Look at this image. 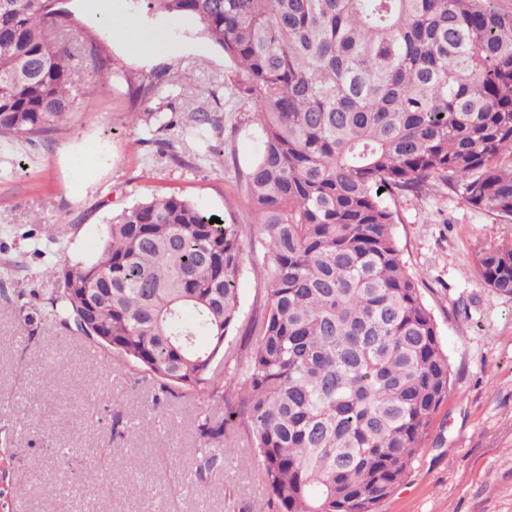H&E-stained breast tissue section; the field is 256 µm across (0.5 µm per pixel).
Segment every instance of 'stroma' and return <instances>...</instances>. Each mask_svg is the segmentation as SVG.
I'll return each instance as SVG.
<instances>
[{
  "label": "stroma",
  "mask_w": 512,
  "mask_h": 512,
  "mask_svg": "<svg viewBox=\"0 0 512 512\" xmlns=\"http://www.w3.org/2000/svg\"><path fill=\"white\" fill-rule=\"evenodd\" d=\"M118 14L168 30L155 54L128 48L70 0L77 88L66 123L30 138H0V512H250L263 499L247 434L234 427L224 465L197 489V401L161 392L120 357L46 321L56 284L49 266L93 258L114 213L163 193L238 225L242 339L265 301V249L240 175L262 134L251 103L232 93L233 61L189 19ZM104 64L89 65L90 50ZM155 94L135 97L141 79ZM220 120L198 137L190 113ZM180 156L172 161L166 149ZM393 233L433 313L452 387L412 468L377 512H512V295L481 282L476 259L512 244V221L466 205L441 184L391 198ZM132 466L115 471L111 456ZM42 466L29 470L28 461Z\"/></svg>",
  "instance_id": "35a3bbf8"
}]
</instances>
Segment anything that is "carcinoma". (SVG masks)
I'll use <instances>...</instances> for the list:
<instances>
[{
    "mask_svg": "<svg viewBox=\"0 0 512 512\" xmlns=\"http://www.w3.org/2000/svg\"><path fill=\"white\" fill-rule=\"evenodd\" d=\"M190 17L234 61L263 134L244 174L263 237L264 311L246 344L238 225L159 195L112 217L90 260L55 265L47 320L165 389L227 406L196 414L197 484L244 427L267 491L253 512H375L418 457L451 366L393 234L386 197L439 183L512 220V11L494 0H134ZM61 0H0V136L72 112ZM202 136L218 124L194 112ZM512 295V245L477 255Z\"/></svg>",
    "mask_w": 512,
    "mask_h": 512,
    "instance_id": "1",
    "label": "carcinoma"
}]
</instances>
